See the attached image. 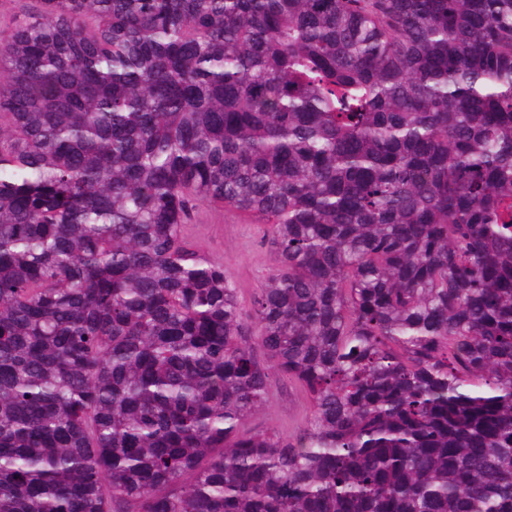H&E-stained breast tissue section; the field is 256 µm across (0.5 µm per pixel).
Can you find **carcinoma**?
Returning a JSON list of instances; mask_svg holds the SVG:
<instances>
[{
    "mask_svg": "<svg viewBox=\"0 0 512 512\" xmlns=\"http://www.w3.org/2000/svg\"><path fill=\"white\" fill-rule=\"evenodd\" d=\"M0 32V512H512V0H40ZM273 225L244 308L198 202ZM285 375L298 432L246 431Z\"/></svg>",
    "mask_w": 512,
    "mask_h": 512,
    "instance_id": "cac0c4a2",
    "label": "carcinoma"
}]
</instances>
